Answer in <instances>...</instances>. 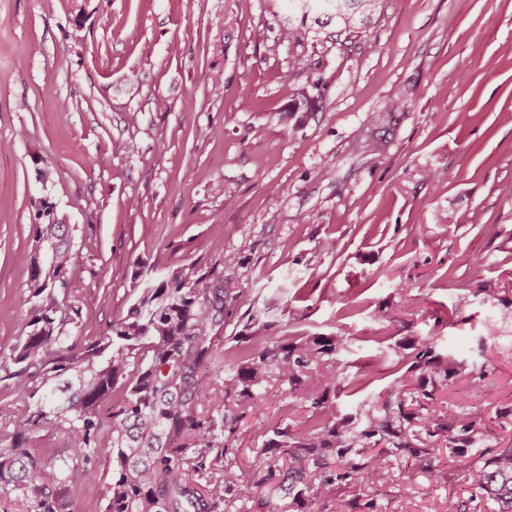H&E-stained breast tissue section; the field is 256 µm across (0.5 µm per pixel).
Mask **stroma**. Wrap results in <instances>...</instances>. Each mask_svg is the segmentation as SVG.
<instances>
[{"label":"stroma","instance_id":"1","mask_svg":"<svg viewBox=\"0 0 512 512\" xmlns=\"http://www.w3.org/2000/svg\"><path fill=\"white\" fill-rule=\"evenodd\" d=\"M286 0H0V357L30 319L34 203L49 198L74 253L58 301L82 346L133 302L147 271L194 265L231 298L218 354H241L251 316L269 335L350 338L358 391H389L386 357L436 336L472 357L494 337L486 387L452 401L512 407V323L473 291L512 299V0H381L344 32ZM314 101L295 112L298 98ZM50 170L42 181V170ZM333 248H324V241ZM278 389L237 423L238 463L262 432L301 430ZM98 449L72 512H104ZM457 483H396L386 512H426Z\"/></svg>","mask_w":512,"mask_h":512}]
</instances>
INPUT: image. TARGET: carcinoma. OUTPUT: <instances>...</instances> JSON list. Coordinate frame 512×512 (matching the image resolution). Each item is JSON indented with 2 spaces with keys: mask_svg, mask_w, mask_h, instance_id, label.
I'll return each mask as SVG.
<instances>
[{
  "mask_svg": "<svg viewBox=\"0 0 512 512\" xmlns=\"http://www.w3.org/2000/svg\"><path fill=\"white\" fill-rule=\"evenodd\" d=\"M292 13L282 27L288 43L304 37L295 17L311 14L336 19L345 31L369 18L378 0H289ZM35 250L23 261L29 270L28 300L35 301L29 330L0 363L5 378L27 403L26 418L0 448V484H12L44 512H68L70 493L79 485L95 449H112V481L106 485L105 512H252L263 492L289 500L296 512H383L373 484H394V463L407 450L413 465L399 474L413 487L422 480L463 483L474 490L448 505V512H512V445L475 414L449 401L452 385L467 380L482 390L484 357L493 337L479 338L469 360L442 347L434 336H408L392 360L401 375L382 402L368 400L349 413L336 412L334 398L346 381L343 333L266 336L259 329L237 337L248 353L219 360L213 332L224 325L228 293L224 281H205L194 267L138 282L136 301L109 333L78 347L65 328L78 314L61 304L56 288L68 285L72 266L65 225L46 199L38 201ZM474 295L502 306L498 316L512 322V300L494 288ZM223 376L217 396L205 366ZM288 391V406L308 413L304 431L273 426L263 432L259 463L244 470L236 460V429L242 409L267 393L270 380ZM119 402L104 403L112 396ZM208 410L209 420L195 416ZM224 424V447L214 449L215 418ZM65 432L68 447L44 462L31 452L33 435ZM193 435L199 448L175 445ZM224 459V479L211 480L201 494L191 474L211 469L208 456ZM458 466L440 469L442 453Z\"/></svg>",
  "mask_w": 512,
  "mask_h": 512,
  "instance_id": "carcinoma-1",
  "label": "carcinoma"
}]
</instances>
